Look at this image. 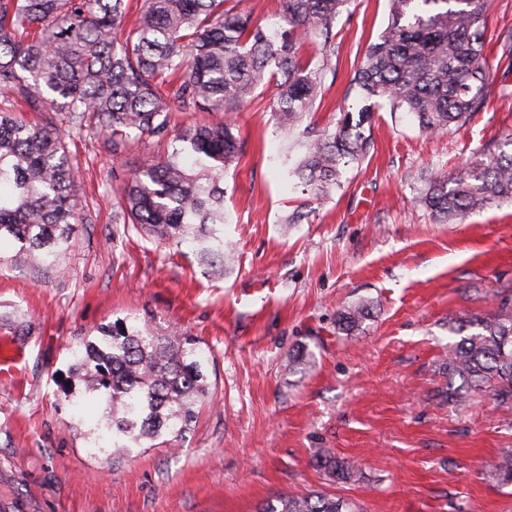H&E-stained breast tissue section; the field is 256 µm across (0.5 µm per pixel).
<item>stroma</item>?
<instances>
[{
  "label": "stroma",
  "instance_id": "1",
  "mask_svg": "<svg viewBox=\"0 0 512 512\" xmlns=\"http://www.w3.org/2000/svg\"><path fill=\"white\" fill-rule=\"evenodd\" d=\"M389 16L388 0H352L330 48L304 59L328 70L303 125L336 124L355 105L352 78ZM492 87L464 126L429 133L381 108L374 147L325 199L291 175L299 131L277 129L271 89L234 112L243 153L224 175V238L238 261L209 277L193 256L124 230L112 205L143 152L112 156L95 136L72 147L86 204L61 272L0 265V512H257L281 495L325 492L362 512H512V486L485 466L512 448V412L489 393L448 402L442 363L452 315L479 316L512 289V202L448 223L419 202L449 175L512 137V0H489ZM302 209V223L284 225ZM373 300L359 330L336 315ZM138 318L194 337L209 395L177 446L114 459L91 447L89 419L64 395L70 349L92 328ZM310 351L306 371L291 370ZM355 459L358 477L327 480L315 449Z\"/></svg>",
  "mask_w": 512,
  "mask_h": 512
}]
</instances>
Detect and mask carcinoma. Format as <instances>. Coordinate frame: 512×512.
<instances>
[{"label":"carcinoma","instance_id":"cac0c4a2","mask_svg":"<svg viewBox=\"0 0 512 512\" xmlns=\"http://www.w3.org/2000/svg\"><path fill=\"white\" fill-rule=\"evenodd\" d=\"M128 0H0V240L15 244L10 263L60 271L79 216V165L72 134L101 136L114 156L136 142L172 139V150L142 158L120 189L112 223L187 247L222 275L234 263L224 240V171L239 158L235 125L171 128L174 112L227 115L275 83L274 116L296 128L322 86L323 69L303 61L302 48L331 45L336 17L350 0H285L282 30L269 34L226 0H143L132 27ZM486 0H389V22L366 52L354 85L363 102L333 128L306 130L292 175L315 198L342 186L343 167L364 159L372 140L365 124L379 101L413 114L438 133L466 123L485 107L490 75L482 56ZM36 112L34 124L20 118ZM512 200V150H499L446 178L429 181L420 202L440 221L494 201ZM361 300L340 311L336 329L349 334L368 319ZM460 337L444 361L448 400L492 393L512 410V294L501 292L485 316L448 320ZM69 398L105 396L95 447L112 436V455L146 442H180L205 402L209 385L196 343L150 324L117 321L94 328L70 349ZM460 385H455V380ZM317 468L332 481L352 480L351 460L319 448ZM490 475L512 486V448L489 463ZM355 503L315 492L278 496L259 512H358Z\"/></svg>","mask_w":512,"mask_h":512}]
</instances>
